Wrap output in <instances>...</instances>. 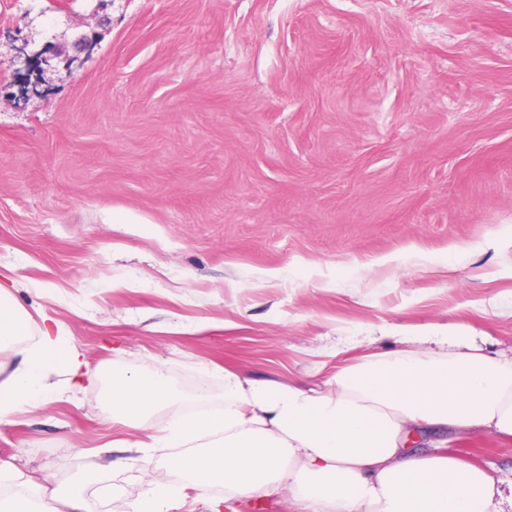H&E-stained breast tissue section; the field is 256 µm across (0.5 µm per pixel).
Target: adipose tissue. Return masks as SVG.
Segmentation results:
<instances>
[{
	"mask_svg": "<svg viewBox=\"0 0 512 512\" xmlns=\"http://www.w3.org/2000/svg\"><path fill=\"white\" fill-rule=\"evenodd\" d=\"M38 329L0 285V344H18L21 367L0 368V421L41 407L90 378L82 353L41 313ZM419 348L372 353L336 371L320 388L224 373V411L174 413L150 446L179 449L178 487L146 480L131 512H180L183 487L220 486L208 512H238L288 492L300 512H504L488 471L407 448L410 434L478 427L512 436V357H496L465 337L429 329ZM63 372L61 381L51 376ZM171 393L163 368L112 371V416L137 423ZM95 512L81 489L49 492L25 484L0 497V512Z\"/></svg>",
	"mask_w": 512,
	"mask_h": 512,
	"instance_id": "obj_1",
	"label": "adipose tissue"
}]
</instances>
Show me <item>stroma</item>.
Instances as JSON below:
<instances>
[{
  "instance_id": "35a3bbf8",
  "label": "stroma",
  "mask_w": 512,
  "mask_h": 512,
  "mask_svg": "<svg viewBox=\"0 0 512 512\" xmlns=\"http://www.w3.org/2000/svg\"><path fill=\"white\" fill-rule=\"evenodd\" d=\"M0 283L93 374L0 422V469H94L98 512L177 482L132 443L187 379L317 385L432 325L512 355V0H0ZM115 362L167 368L141 427ZM444 449L512 488V437Z\"/></svg>"
}]
</instances>
